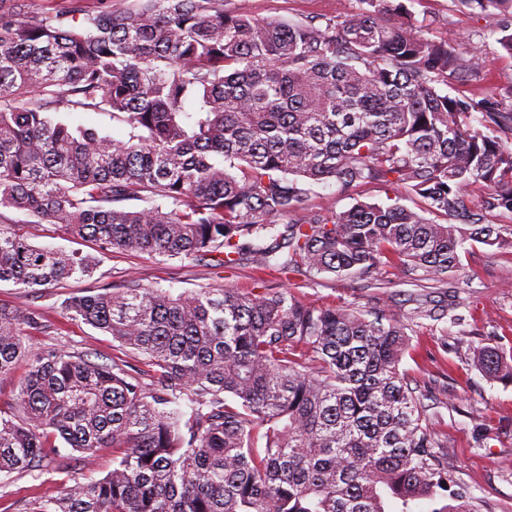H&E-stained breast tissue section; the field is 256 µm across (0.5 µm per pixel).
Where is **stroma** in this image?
Here are the masks:
<instances>
[{
	"mask_svg": "<svg viewBox=\"0 0 512 512\" xmlns=\"http://www.w3.org/2000/svg\"><path fill=\"white\" fill-rule=\"evenodd\" d=\"M425 36L448 40L459 54L480 49L485 66L476 76L452 79V96L481 99L494 96L500 111L512 110V56L497 42L495 15L470 9L459 0H405ZM225 9L256 18H281L304 22L321 15L354 12L358 0H224ZM6 231L30 243L68 252H93L92 242L64 235L54 224H37L21 212L7 211ZM464 270L454 286L420 289V272L400 267L390 270L378 287L348 278L306 277L299 272L268 276V285L284 287L314 307L379 306L410 324L411 348L401 367L411 382L420 384L425 404H436L437 431L447 434L448 470L458 484L470 489L478 512H512V386L487 380L466 364L470 346L492 343L512 349V253L498 252L477 242L467 245ZM98 283H121L135 278L142 287L162 288L172 294L204 288L252 291L258 274L251 266L218 269L193 261L163 262L136 251L109 252L100 257L95 273ZM89 281L68 280L52 288L19 292L12 283L0 284V304L37 310L41 327L28 331L32 351L66 350L109 362L134 358L91 326L71 321L61 308L63 300L82 294ZM454 307L457 323L449 319L413 322L418 306ZM112 468L111 450L99 451L90 460H56L33 473L0 474V512H25L29 501L40 496L58 497L76 483L101 477Z\"/></svg>",
	"mask_w": 512,
	"mask_h": 512,
	"instance_id": "obj_1",
	"label": "stroma"
}]
</instances>
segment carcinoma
Wrapping results in <instances>:
<instances>
[{"label": "carcinoma", "instance_id": "1", "mask_svg": "<svg viewBox=\"0 0 512 512\" xmlns=\"http://www.w3.org/2000/svg\"><path fill=\"white\" fill-rule=\"evenodd\" d=\"M30 2L0 0V209L100 252L371 285L393 259L445 283L469 241L512 250L495 221L512 214V146L494 135L512 114L444 91L482 70V52L426 37L403 0L301 23L224 0H66L41 14ZM461 2L498 11L512 55V0ZM78 112L128 131L74 125ZM328 182L389 187L416 208H305ZM98 263L0 230V282L21 291ZM260 288L174 296L129 278L67 298L68 318L144 357L148 385L127 364L29 352L38 316L0 305V380L28 362L0 405V473L112 449L105 476L28 512H476L400 369L408 324ZM508 358L480 344L469 366L508 385ZM70 120L76 124L97 129L99 132L120 137L125 132L123 124L112 121V116L107 113L85 112L70 116Z\"/></svg>", "mask_w": 512, "mask_h": 512}]
</instances>
